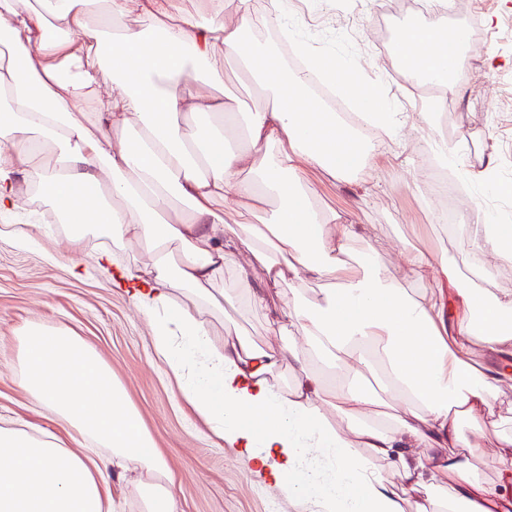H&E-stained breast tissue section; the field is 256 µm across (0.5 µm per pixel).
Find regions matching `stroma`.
Here are the masks:
<instances>
[{
    "mask_svg": "<svg viewBox=\"0 0 512 512\" xmlns=\"http://www.w3.org/2000/svg\"><path fill=\"white\" fill-rule=\"evenodd\" d=\"M421 2L354 0L350 11L340 13L334 0H292L300 39L318 53L351 58L361 78L378 84L407 116L400 143L374 141L369 167L350 181H336L315 167L304 168L302 177L321 210L356 226L352 258L364 252L375 228L387 240L385 263L393 278L401 277L410 252L423 251L456 265L464 279L485 281L493 291L512 290V266L474 271L463 246L465 229L449 232L434 222L445 196L427 175L434 155L420 135L418 114L430 93L407 80L379 37L387 13ZM446 23L472 29L495 46L458 73L467 93L449 100L439 130L448 139H464L463 167L501 166L504 154L512 151V0H463L460 12ZM214 62L224 70L216 95L228 92L243 103L238 121L267 106V99L257 98L238 79L235 57L219 55ZM16 181L22 207L0 214V426L55 431L53 411L33 408L20 383L16 336L31 321L65 327L100 356L123 386L176 477L179 512H297L280 488L246 472L235 450L217 439L181 397L176 380L155 357L147 320L94 262L105 245L100 233L88 235L85 263L80 274H73L58 210L37 194L26 174H17ZM21 237L30 238L31 246H17ZM213 325L218 337L239 331L264 347L288 342L287 334L271 331L268 317L233 302L225 304Z\"/></svg>",
    "mask_w": 512,
    "mask_h": 512,
    "instance_id": "obj_1",
    "label": "stroma"
}]
</instances>
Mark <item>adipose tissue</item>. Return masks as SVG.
Returning a JSON list of instances; mask_svg holds the SVG:
<instances>
[{
    "label": "adipose tissue",
    "mask_w": 512,
    "mask_h": 512,
    "mask_svg": "<svg viewBox=\"0 0 512 512\" xmlns=\"http://www.w3.org/2000/svg\"><path fill=\"white\" fill-rule=\"evenodd\" d=\"M430 6L399 40L414 81L469 60L464 29L445 24L447 0ZM102 10L143 14L154 25L116 36L88 30L87 18ZM287 11L288 0H273L261 14L251 0H238L234 17L204 19L185 12L180 0H0V214L20 206L14 174L21 170L67 224L74 270L82 268L89 231L103 232L119 251L140 244L147 262L114 278L128 285L148 320L157 358L213 434L237 449L242 467L274 482L300 512H512V437L490 435L487 417L498 396L468 356L478 337L494 358L512 360V290L487 294L424 252L408 258L405 280L397 282L378 235L352 267V225L314 206L299 170L307 164L340 180L364 169L369 151L357 130L309 94L310 70L283 67L252 39L259 26L296 38L295 24L283 21ZM221 48L272 98L242 128L225 118V103L212 92L224 81L212 63ZM310 59V69L380 119L384 137L400 140L393 100L364 83L351 60ZM199 66L204 76L189 86ZM106 68L108 94L99 90ZM441 87L422 118L436 158L456 165L462 143L438 134L437 122L449 97L466 90L448 78ZM86 103L94 107L89 118L80 111ZM179 113L208 122L187 129L176 122ZM50 147L57 152L52 166L43 162ZM232 197L239 206L230 213L224 205ZM266 197L279 205L263 220L255 203ZM465 245L477 260L511 264L512 224L482 216ZM250 263L263 268L268 284L288 286L277 310L289 325L285 347L263 348L240 335L213 338L208 317L223 315L225 301L268 307ZM436 270L461 299L456 321L426 291ZM229 272L235 285L228 289ZM307 281L318 284L310 298ZM19 346L21 385L32 405L50 408L74 443L108 448L120 472L164 475L165 486L142 489L146 512H178L175 478L111 369L61 327L29 322ZM377 349L385 359L382 389L395 401L390 427L367 421L373 395L328 391L312 364L318 355L356 372ZM285 359L296 371L286 391L271 382ZM338 418L344 428L335 426ZM490 436L496 479L488 483L471 459ZM0 455V512H112L111 467L67 452L51 434L0 427ZM393 469L401 485L389 482ZM414 491L423 500L411 499Z\"/></svg>",
    "instance_id": "adipose-tissue-1"
}]
</instances>
